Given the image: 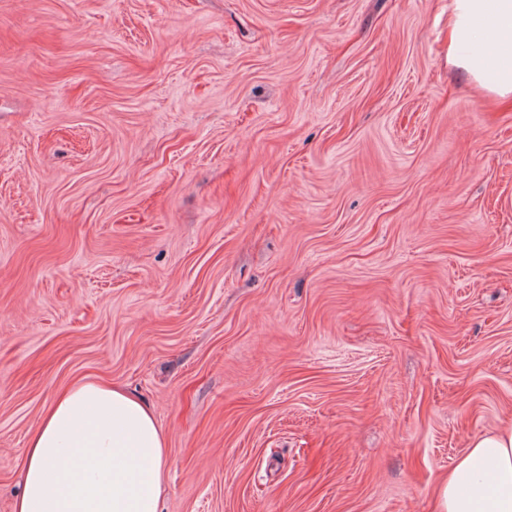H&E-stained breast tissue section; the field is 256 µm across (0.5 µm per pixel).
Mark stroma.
Masks as SVG:
<instances>
[{
	"label": "stroma",
	"instance_id": "1",
	"mask_svg": "<svg viewBox=\"0 0 512 512\" xmlns=\"http://www.w3.org/2000/svg\"><path fill=\"white\" fill-rule=\"evenodd\" d=\"M82 378L162 512H435L512 418V101L448 0H0V512Z\"/></svg>",
	"mask_w": 512,
	"mask_h": 512
}]
</instances>
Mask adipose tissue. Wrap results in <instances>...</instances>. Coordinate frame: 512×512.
<instances>
[{"label":"adipose tissue","instance_id":"obj_1","mask_svg":"<svg viewBox=\"0 0 512 512\" xmlns=\"http://www.w3.org/2000/svg\"><path fill=\"white\" fill-rule=\"evenodd\" d=\"M448 63L512 99V0H450ZM166 438L149 405L83 380L59 393L28 441L15 512H160ZM437 512H512V420L472 438Z\"/></svg>","mask_w":512,"mask_h":512}]
</instances>
